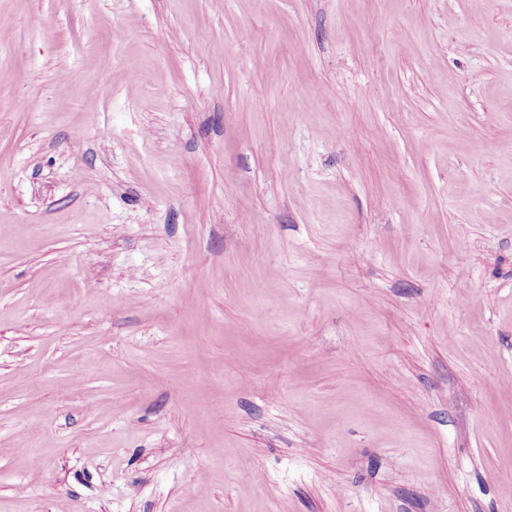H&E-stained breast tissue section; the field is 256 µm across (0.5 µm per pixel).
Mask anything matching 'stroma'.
<instances>
[{
  "instance_id": "1",
  "label": "stroma",
  "mask_w": 512,
  "mask_h": 512,
  "mask_svg": "<svg viewBox=\"0 0 512 512\" xmlns=\"http://www.w3.org/2000/svg\"><path fill=\"white\" fill-rule=\"evenodd\" d=\"M1 18L0 512H512V0Z\"/></svg>"
}]
</instances>
